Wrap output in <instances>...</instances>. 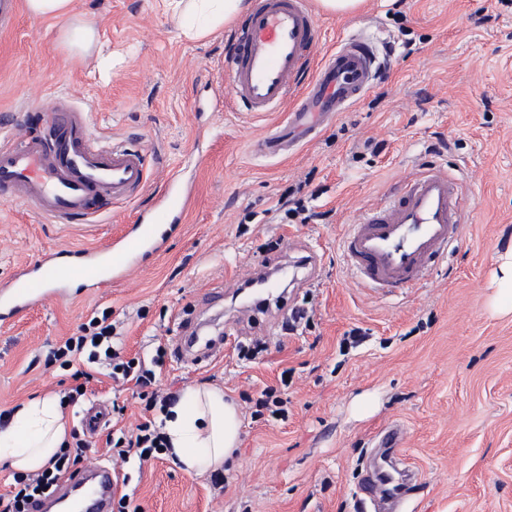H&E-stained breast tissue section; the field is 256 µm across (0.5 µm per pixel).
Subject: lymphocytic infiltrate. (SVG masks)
I'll list each match as a JSON object with an SVG mask.
<instances>
[{
  "label": "lymphocytic infiltrate",
  "instance_id": "f902f5d3",
  "mask_svg": "<svg viewBox=\"0 0 512 512\" xmlns=\"http://www.w3.org/2000/svg\"><path fill=\"white\" fill-rule=\"evenodd\" d=\"M167 355L165 346H157L151 357L124 358L122 346L110 321L109 314L95 316L82 324L78 335L65 338L49 353L50 362L59 364L63 370L84 364L105 367L110 377L123 380L142 389H150L144 414L127 433L107 439L113 467L123 470L130 458L148 462L164 455L166 442L157 429L150 413L155 408L167 407L174 397L154 391L155 369L162 365ZM92 446L90 433H72L70 441L39 472L15 474L7 491L0 493V512H27L34 500L49 495L59 484L61 477L76 466L88 462V451Z\"/></svg>",
  "mask_w": 512,
  "mask_h": 512
}]
</instances>
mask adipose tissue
I'll list each match as a JSON object with an SVG mask.
<instances>
[{
	"label": "adipose tissue",
	"mask_w": 512,
	"mask_h": 512,
	"mask_svg": "<svg viewBox=\"0 0 512 512\" xmlns=\"http://www.w3.org/2000/svg\"><path fill=\"white\" fill-rule=\"evenodd\" d=\"M164 4L196 38L235 21L250 7L249 0H164ZM158 423L167 438L169 455L190 474L222 468L239 446L237 407L217 387L187 390L161 412ZM67 438L59 402L29 400L0 427V462L18 472L40 471Z\"/></svg>",
	"instance_id": "1"
}]
</instances>
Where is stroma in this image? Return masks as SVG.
<instances>
[{
	"label": "stroma",
	"instance_id": "35a3bbf8",
	"mask_svg": "<svg viewBox=\"0 0 512 512\" xmlns=\"http://www.w3.org/2000/svg\"><path fill=\"white\" fill-rule=\"evenodd\" d=\"M74 8L98 20L101 39L121 59L101 79L92 58L63 44L67 21L19 10L0 28V131L14 133L19 117L61 97L87 112L96 136H122L147 151L151 188L162 187L198 141L208 145L207 160L163 252L145 256L124 281L0 324V412L49 398L62 402L68 429L78 431L86 410L100 406L108 423L94 435L95 457L104 459L114 423H135L145 402L102 376L66 403L75 382L47 364L50 348L105 309L131 357L172 343L181 316L219 327L225 317L200 312V296L233 282L247 261L284 256L280 240L288 236L319 258L314 280L285 296L290 306L311 301V327L291 333L282 319L259 316L246 335L267 346L255 360L233 351L199 367L166 360L156 388H222L241 414V443L216 473L187 474L166 455L130 460L140 512H357L363 461L376 431L393 421L406 429L399 456L420 475L404 512H512V313L490 307L499 258L512 247V8L496 0H363L353 14L318 12L317 57L366 30L384 54L385 81L276 157L257 156L252 145L284 127L287 113L246 112L228 101L218 117L211 106L226 88L218 64L234 27L190 38L162 0H74ZM368 140L384 142V151L366 150ZM429 164L463 181V236L421 287H356L341 250L348 224ZM303 180L321 188L312 209L324 218L286 223L273 206ZM149 200L142 195L97 223L66 224L0 202V283L46 251L121 235ZM259 211L266 217L257 224L250 215ZM353 327L368 338L340 354ZM285 370L287 421L252 419L250 398ZM364 395L376 405L360 416L354 406Z\"/></svg>",
	"mask_w": 512,
	"mask_h": 512
}]
</instances>
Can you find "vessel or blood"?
Segmentation results:
<instances>
[{
    "label": "vessel or blood",
    "instance_id": "b4317fda",
    "mask_svg": "<svg viewBox=\"0 0 512 512\" xmlns=\"http://www.w3.org/2000/svg\"><path fill=\"white\" fill-rule=\"evenodd\" d=\"M321 29L309 0H254L233 52L224 59L229 96L250 112L288 109V129L259 139L262 156L281 154L293 142L307 139L319 126L358 101L374 78L375 55L369 39L354 34L319 67H312ZM192 155L140 210L124 233L94 249L45 252L29 267L0 284V322L18 317L49 300L69 296L74 272L90 288L125 279L137 259L164 248L158 228L182 223L191 204L189 168ZM149 187L147 153L125 140L102 142L90 129L83 109L54 100L40 107L38 122L25 132L0 139V198L29 205L56 222H95L112 208L134 200ZM464 187L460 178L438 166L420 169L380 204L362 211L342 241L346 264L360 287L383 292L421 287L433 265L445 259L448 246L464 230ZM293 260L277 266L315 270L318 257L303 245L289 248ZM182 363L194 366L224 355V334L197 339L181 335L174 342ZM116 486L112 466L97 462L61 482L56 493L37 507L49 512L60 501L79 498L77 512H112ZM407 496L404 476L381 468L362 480L359 508Z\"/></svg>",
    "mask_w": 512,
    "mask_h": 512
}]
</instances>
